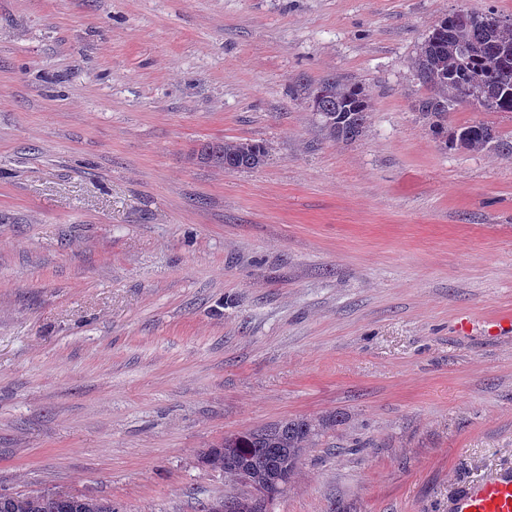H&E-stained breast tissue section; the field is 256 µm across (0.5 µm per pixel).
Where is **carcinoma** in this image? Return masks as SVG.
Returning <instances> with one entry per match:
<instances>
[{
	"mask_svg": "<svg viewBox=\"0 0 512 512\" xmlns=\"http://www.w3.org/2000/svg\"><path fill=\"white\" fill-rule=\"evenodd\" d=\"M412 68L426 93L414 104L432 135L446 147L481 153L496 151L512 155V137H506L484 122L452 126L448 112L457 106H472L486 112H512V22L494 13L475 23L452 12L444 15L418 43ZM307 99L317 104L327 135L336 141L362 136L371 110L366 87L334 76L305 86ZM194 158L222 169L227 162L237 170H253L268 157L262 141L224 140L203 142ZM338 419L329 414L318 418L295 417L258 429L224 436L204 449L201 466L242 484L239 467L250 473L256 494H274L279 501L299 472L307 449L332 437ZM254 498L236 493L224 496V512H254ZM0 512H117L112 500L76 496L46 489L32 494L0 493Z\"/></svg>",
	"mask_w": 512,
	"mask_h": 512,
	"instance_id": "cac0c4a2",
	"label": "carcinoma"
}]
</instances>
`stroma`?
I'll return each instance as SVG.
<instances>
[{
  "label": "stroma",
  "mask_w": 512,
  "mask_h": 512,
  "mask_svg": "<svg viewBox=\"0 0 512 512\" xmlns=\"http://www.w3.org/2000/svg\"><path fill=\"white\" fill-rule=\"evenodd\" d=\"M512 0H0V493L231 492L200 450L341 418L275 512H448L512 466V156L411 60ZM363 83L355 141L303 95ZM261 140L227 172L191 152Z\"/></svg>",
  "instance_id": "1"
}]
</instances>
